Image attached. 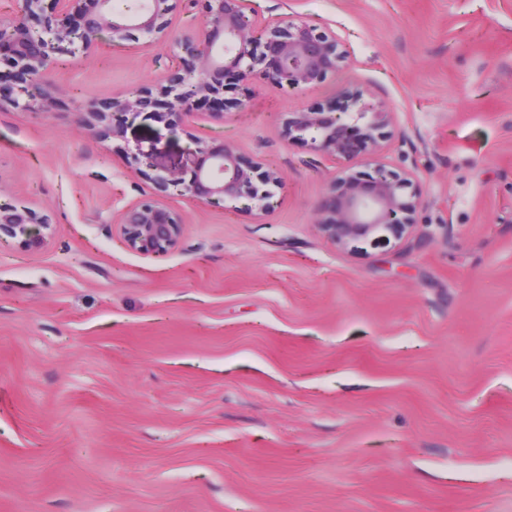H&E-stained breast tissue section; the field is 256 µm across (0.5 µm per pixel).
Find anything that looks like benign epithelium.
I'll return each mask as SVG.
<instances>
[{
    "label": "benign epithelium",
    "instance_id": "1",
    "mask_svg": "<svg viewBox=\"0 0 512 512\" xmlns=\"http://www.w3.org/2000/svg\"><path fill=\"white\" fill-rule=\"evenodd\" d=\"M249 0H204V21L196 46L182 66L168 72L153 88L133 96L112 98L108 108L90 103L87 126L91 133L105 127L120 147L127 165L154 170L155 196L123 208L119 214L124 246L142 255H163L176 248L184 215L170 207L165 197L174 190L197 203L218 198L245 203L265 211L273 206L281 176L263 169L261 162L245 159L227 141H200L188 150L180 168L155 162L154 152L127 141L128 117L162 106L177 117L188 116L198 100L209 102L214 113L243 100L225 98L236 91L224 77L243 83L263 76L280 87L302 90L343 70L350 53L345 40L333 31L284 15L261 24L247 14ZM170 0H146L132 15H117L112 0H17V15L0 20V66L5 65L38 79L56 57L95 48L103 35L125 41L138 32L154 42L167 37ZM341 104H321L291 113L285 123L290 140H302L314 131V151L346 161L365 158L366 170L343 169L329 186V196L319 207L317 224L335 246L376 236L401 241L411 234L414 215L421 205L412 170L397 172L382 157L384 129L393 113L364 101V91L346 85L338 92ZM50 224L24 205L0 203V243L10 239L25 251H39L48 241Z\"/></svg>",
    "mask_w": 512,
    "mask_h": 512
}]
</instances>
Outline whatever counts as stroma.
I'll return each mask as SVG.
<instances>
[{
    "label": "stroma",
    "mask_w": 512,
    "mask_h": 512,
    "mask_svg": "<svg viewBox=\"0 0 512 512\" xmlns=\"http://www.w3.org/2000/svg\"><path fill=\"white\" fill-rule=\"evenodd\" d=\"M346 38L348 66L245 108L140 116L129 141L179 165L222 139L277 171L265 212L168 203L178 246L143 256L118 212L152 196L81 109L179 65L169 41L102 39L0 99V202L51 224L0 244V512H512V0H252ZM366 88L395 114L385 159L422 204L396 244L315 223L341 162L287 139L288 113Z\"/></svg>",
    "instance_id": "1"
}]
</instances>
